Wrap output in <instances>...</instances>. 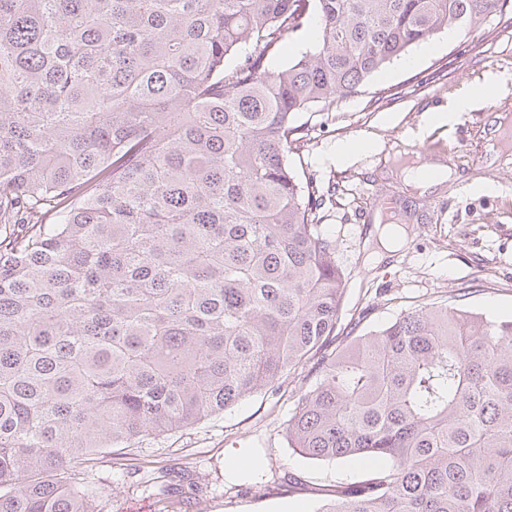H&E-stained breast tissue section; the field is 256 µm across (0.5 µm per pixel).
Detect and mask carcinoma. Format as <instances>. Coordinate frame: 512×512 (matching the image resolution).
<instances>
[{
    "label": "carcinoma",
    "instance_id": "carcinoma-1",
    "mask_svg": "<svg viewBox=\"0 0 512 512\" xmlns=\"http://www.w3.org/2000/svg\"><path fill=\"white\" fill-rule=\"evenodd\" d=\"M506 6L0 0V512H95L73 468L313 358L288 447L373 463L320 512H512V319L432 303L336 343L347 279L288 162L297 113Z\"/></svg>",
    "mask_w": 512,
    "mask_h": 512
}]
</instances>
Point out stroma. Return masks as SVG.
<instances>
[{
	"instance_id": "stroma-1",
	"label": "stroma",
	"mask_w": 512,
	"mask_h": 512,
	"mask_svg": "<svg viewBox=\"0 0 512 512\" xmlns=\"http://www.w3.org/2000/svg\"><path fill=\"white\" fill-rule=\"evenodd\" d=\"M487 82L491 95L445 125L426 113ZM306 142L289 162L300 179L325 189L319 211L348 281L341 327L356 336L421 303L448 302L512 318V152L493 154L497 123L512 126V7L468 36L437 35L394 59L330 112L298 113ZM377 133L378 151L336 163L332 151ZM439 161L456 170L452 185L407 187L402 170ZM406 219L407 245L367 268L365 240L376 211ZM296 406L279 382L232 411L190 430L148 438L74 479L98 487V512H317V491L363 479L367 468L304 459L289 448L286 427Z\"/></svg>"
}]
</instances>
